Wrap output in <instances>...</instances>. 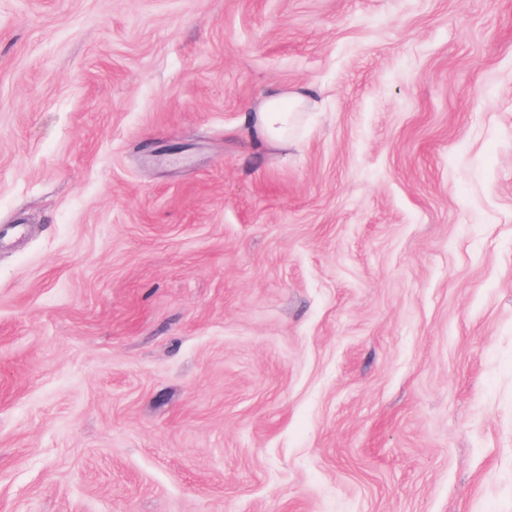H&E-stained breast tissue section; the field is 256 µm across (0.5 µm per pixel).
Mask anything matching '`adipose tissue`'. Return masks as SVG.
<instances>
[{"label": "adipose tissue", "instance_id": "adipose-tissue-1", "mask_svg": "<svg viewBox=\"0 0 512 512\" xmlns=\"http://www.w3.org/2000/svg\"><path fill=\"white\" fill-rule=\"evenodd\" d=\"M305 99L297 94L269 95L249 118L254 139L264 144L288 143L291 132L303 119Z\"/></svg>", "mask_w": 512, "mask_h": 512}]
</instances>
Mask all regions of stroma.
I'll return each mask as SVG.
<instances>
[{
	"label": "stroma",
	"mask_w": 512,
	"mask_h": 512,
	"mask_svg": "<svg viewBox=\"0 0 512 512\" xmlns=\"http://www.w3.org/2000/svg\"><path fill=\"white\" fill-rule=\"evenodd\" d=\"M0 512H512V0H0ZM306 106L299 94H271L255 112H250V132L259 143L287 144L291 132L302 121Z\"/></svg>",
	"instance_id": "obj_1"
}]
</instances>
